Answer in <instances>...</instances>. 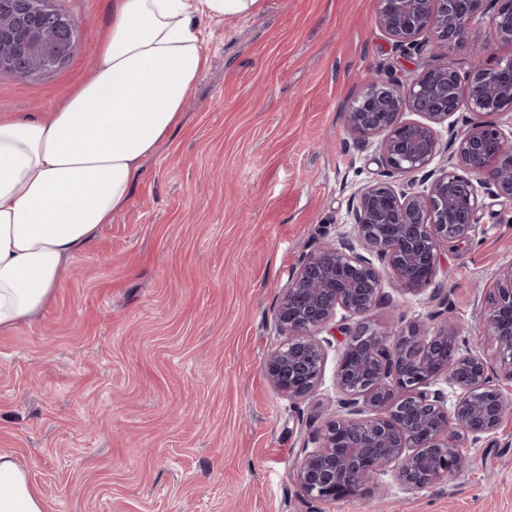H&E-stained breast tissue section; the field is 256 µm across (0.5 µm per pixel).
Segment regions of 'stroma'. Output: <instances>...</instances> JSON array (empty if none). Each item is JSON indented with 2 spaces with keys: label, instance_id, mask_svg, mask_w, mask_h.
<instances>
[{
  "label": "stroma",
  "instance_id": "35a3bbf8",
  "mask_svg": "<svg viewBox=\"0 0 512 512\" xmlns=\"http://www.w3.org/2000/svg\"><path fill=\"white\" fill-rule=\"evenodd\" d=\"M63 5L79 21L71 61L36 79L0 72V116L52 111L89 73L112 0ZM376 15L377 0H263L210 22L209 62L128 207L36 317L0 332V453L45 512H512V416L446 481L408 492L391 472L355 499H309L295 467L336 399L339 351L303 402L263 372L301 260L351 232L354 192L382 172L376 146L353 147L346 112L371 73L419 72ZM477 53L494 64L512 47L491 46L481 20L429 60L464 70ZM480 199L474 238L443 250L429 287L384 286L370 314L383 332L444 299L495 358L474 285L512 264V201Z\"/></svg>",
  "mask_w": 512,
  "mask_h": 512
}]
</instances>
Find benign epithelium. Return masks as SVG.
<instances>
[{"instance_id":"obj_1","label":"benign epithelium","mask_w":512,"mask_h":512,"mask_svg":"<svg viewBox=\"0 0 512 512\" xmlns=\"http://www.w3.org/2000/svg\"><path fill=\"white\" fill-rule=\"evenodd\" d=\"M484 15L493 43L512 46V0H379L377 23L395 46L421 57L464 45ZM77 28L58 0H37L34 12L25 0H0V66L6 50L24 44L35 60L24 77L59 70ZM504 111L512 112V59L496 66L475 59L464 74L451 62H426L408 84L380 71L347 112L357 148L378 138L385 179L353 196L352 235L303 257L275 314L287 340L264 364L276 390L308 400L323 384L330 345L317 333L342 336L336 407L309 434L311 449L296 465L306 496L355 499L391 469L409 492L440 483L467 466L461 448L498 434L512 414L502 392L512 383V265L479 284L498 374L460 344L463 325L438 312L392 338L369 321L386 275L403 293L422 291L436 277L441 247L471 239L479 187L512 200V139L480 120ZM444 150L445 163L433 165ZM340 310L351 323L336 325ZM443 383L454 390L451 407Z\"/></svg>"}]
</instances>
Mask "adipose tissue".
I'll use <instances>...</instances> for the list:
<instances>
[{
    "label": "adipose tissue",
    "mask_w": 512,
    "mask_h": 512,
    "mask_svg": "<svg viewBox=\"0 0 512 512\" xmlns=\"http://www.w3.org/2000/svg\"><path fill=\"white\" fill-rule=\"evenodd\" d=\"M263 0H113L87 78L46 115L0 119V330L36 316L75 255L129 203L208 63L205 20ZM0 512H44L0 453Z\"/></svg>",
    "instance_id": "obj_1"
}]
</instances>
